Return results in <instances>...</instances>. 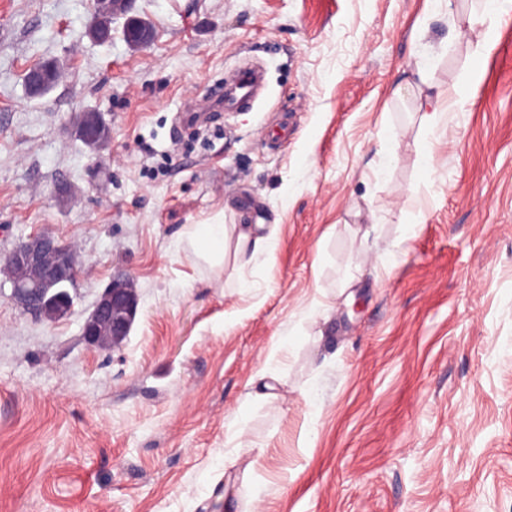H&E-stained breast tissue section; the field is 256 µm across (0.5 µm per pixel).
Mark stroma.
<instances>
[{"mask_svg": "<svg viewBox=\"0 0 512 512\" xmlns=\"http://www.w3.org/2000/svg\"><path fill=\"white\" fill-rule=\"evenodd\" d=\"M472 7L133 0L138 48L0 0V257L46 230L78 266L60 321L0 274V512H512V19ZM244 64L253 110L182 121ZM422 73L461 100L431 128ZM195 224L277 230L214 266ZM117 276L135 320L89 347ZM138 300L124 280L113 279L98 299L91 316L83 326V336L91 346H116L128 336L137 312ZM112 321L110 340L100 338L99 326Z\"/></svg>", "mask_w": 512, "mask_h": 512, "instance_id": "1", "label": "stroma"}]
</instances>
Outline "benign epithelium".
<instances>
[{
	"mask_svg": "<svg viewBox=\"0 0 512 512\" xmlns=\"http://www.w3.org/2000/svg\"><path fill=\"white\" fill-rule=\"evenodd\" d=\"M11 283V299L26 313L44 316L48 306L61 308L66 318L73 307L69 288L74 286L77 268L72 245L52 235L38 233L19 242L0 260ZM138 300L124 280H112L98 299L83 326L91 346H116L128 336L137 312Z\"/></svg>",
	"mask_w": 512,
	"mask_h": 512,
	"instance_id": "1",
	"label": "benign epithelium"
}]
</instances>
